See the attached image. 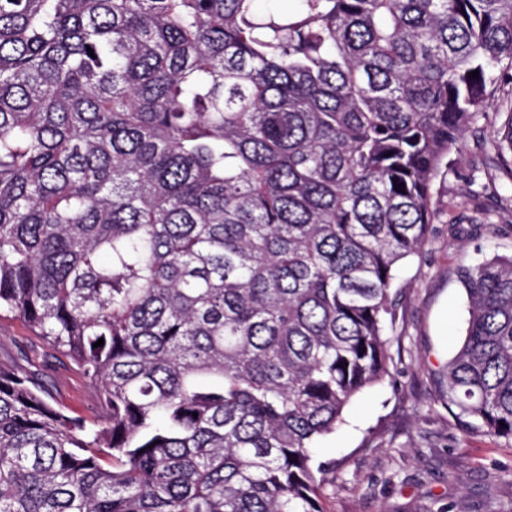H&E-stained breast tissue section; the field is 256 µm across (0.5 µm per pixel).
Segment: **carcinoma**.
Here are the masks:
<instances>
[{
	"instance_id": "cac0c4a2",
	"label": "carcinoma",
	"mask_w": 512,
	"mask_h": 512,
	"mask_svg": "<svg viewBox=\"0 0 512 512\" xmlns=\"http://www.w3.org/2000/svg\"><path fill=\"white\" fill-rule=\"evenodd\" d=\"M297 2L0 0V314L100 410L0 364V512H324L512 0ZM477 148L512 185V110ZM459 281L445 402L512 443V256ZM45 380L53 396L61 405L75 415L92 416L97 406V397L94 388L76 372L64 366L50 362L46 366L41 363Z\"/></svg>"
}]
</instances>
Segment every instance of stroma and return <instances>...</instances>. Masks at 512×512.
Returning a JSON list of instances; mask_svg holds the SVG:
<instances>
[{
    "mask_svg": "<svg viewBox=\"0 0 512 512\" xmlns=\"http://www.w3.org/2000/svg\"><path fill=\"white\" fill-rule=\"evenodd\" d=\"M477 120L435 188L460 201L456 224L437 221L421 255L395 270L403 292L389 351L391 375L353 400L336 432L321 439L316 462L333 465L324 487L326 512H497L512 501V446L444 402L445 367L464 338L467 296L457 270L512 253V231L470 223L469 180L486 183ZM41 351L24 323L0 317V359L24 361ZM53 396L75 415L91 416L94 388L51 362L43 368Z\"/></svg>",
    "mask_w": 512,
    "mask_h": 512,
    "instance_id": "35a3bbf8",
    "label": "stroma"
}]
</instances>
